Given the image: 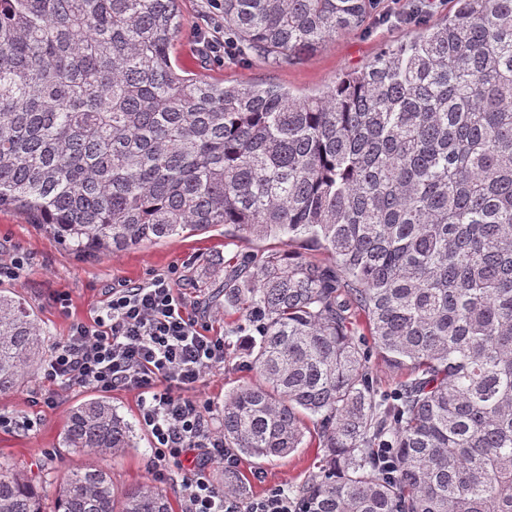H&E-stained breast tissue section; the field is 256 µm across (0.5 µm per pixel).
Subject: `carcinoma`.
Masks as SVG:
<instances>
[{
    "label": "carcinoma",
    "mask_w": 512,
    "mask_h": 512,
    "mask_svg": "<svg viewBox=\"0 0 512 512\" xmlns=\"http://www.w3.org/2000/svg\"><path fill=\"white\" fill-rule=\"evenodd\" d=\"M178 0H0V209L86 257L184 232L310 243L224 278L260 318L256 380L224 398V447L322 449L302 512H512V0H453L442 22L329 91L224 86L172 55ZM232 56L285 57L361 28L375 0H220ZM399 378L368 381L355 336ZM45 339L0 290V393ZM112 404L72 406L62 443L133 447ZM393 449L396 470L377 462ZM0 463V512H170L150 483L117 496L95 464L45 507Z\"/></svg>",
    "instance_id": "obj_1"
}]
</instances>
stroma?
<instances>
[{
	"label": "stroma",
	"instance_id": "1",
	"mask_svg": "<svg viewBox=\"0 0 512 512\" xmlns=\"http://www.w3.org/2000/svg\"><path fill=\"white\" fill-rule=\"evenodd\" d=\"M427 7L413 14V0H377L366 28L336 35L313 52L293 60L254 57L247 62L228 58L223 48L198 57V32L207 20L205 0H179L181 32L172 52L206 78L231 86L274 85L295 94H311L335 85L346 72L372 61L383 49L412 39L419 24L443 21L452 8L450 0H425ZM281 248L274 239L228 237L223 227L210 231L146 243L113 256L82 258L71 246L30 223L21 212L0 210V252L20 251L28 264L12 290L26 300L45 333L46 346L67 336L76 321L93 318L104 299V290L118 281L143 282L157 274L172 278L182 294L189 316L207 335L223 336L224 364L210 371L202 382L184 390L191 399L221 420L224 396L255 379L243 350L245 336L255 325L241 314L224 308V277L233 266L259 262ZM67 293L68 310L53 302L55 293ZM53 387L43 370H35L16 392L0 395V414L13 419V426L0 428V462L40 471L48 489H55L66 475L83 466L85 455L60 448V433L69 408L95 396L92 388L67 391L56 406H47L44 395ZM108 398L113 408L130 423L139 418L135 393L115 390ZM32 421V430L16 429V422ZM138 445L116 454L99 456L98 463L112 475L116 490L124 491L144 482L163 489L173 512H183L185 499L177 467L159 474L153 467L152 441L144 429L136 431ZM321 451L315 447L296 449L286 457L255 459L241 457L236 469L247 498L263 495L280 485L291 488L315 472Z\"/></svg>",
	"mask_w": 512,
	"mask_h": 512
}]
</instances>
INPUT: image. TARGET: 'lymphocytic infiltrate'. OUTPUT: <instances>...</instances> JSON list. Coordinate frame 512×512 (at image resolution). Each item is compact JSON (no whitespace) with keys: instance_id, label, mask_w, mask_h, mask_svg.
Segmentation results:
<instances>
[{"instance_id":"1","label":"lymphocytic infiltrate","mask_w":512,"mask_h":512,"mask_svg":"<svg viewBox=\"0 0 512 512\" xmlns=\"http://www.w3.org/2000/svg\"><path fill=\"white\" fill-rule=\"evenodd\" d=\"M223 362V337L202 333L171 278L158 274L107 288L96 316L73 324L69 336L53 346L44 374L57 392L74 387L137 392L140 423L158 465L203 451L204 463L182 476L185 512H298L283 488L247 500L212 480L209 463L232 470L239 460L200 408L174 390L194 386Z\"/></svg>"}]
</instances>
